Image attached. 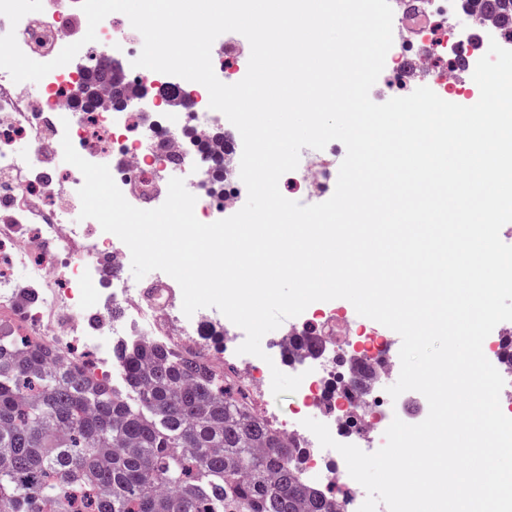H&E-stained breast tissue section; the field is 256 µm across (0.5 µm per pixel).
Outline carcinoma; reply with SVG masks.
I'll use <instances>...</instances> for the list:
<instances>
[{
    "label": "carcinoma",
    "instance_id": "cac0c4a2",
    "mask_svg": "<svg viewBox=\"0 0 512 512\" xmlns=\"http://www.w3.org/2000/svg\"><path fill=\"white\" fill-rule=\"evenodd\" d=\"M512 28V0H477ZM124 376L0 335V512H345L297 470L307 452L191 350L112 345Z\"/></svg>",
    "mask_w": 512,
    "mask_h": 512
}]
</instances>
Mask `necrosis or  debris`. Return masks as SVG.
<instances>
[{
	"label": "necrosis or debris",
	"instance_id": "necrosis-or-debris-1",
	"mask_svg": "<svg viewBox=\"0 0 512 512\" xmlns=\"http://www.w3.org/2000/svg\"><path fill=\"white\" fill-rule=\"evenodd\" d=\"M42 11L25 15L11 25L0 15V35L15 31L20 49L30 59L49 62L69 45L70 30L83 19L80 0H42ZM393 44L386 55L383 78L376 82V95L383 99L409 95L417 75L427 77L430 88L442 99L458 91L447 66L448 58L477 63L480 45L492 36L504 48L512 47V30L484 20L456 23L454 0H391ZM97 39L88 43L84 70L72 65L53 69L41 80L32 99L0 90V175L11 179L8 192L0 191V204L15 211V221L0 226V321L11 317L30 329L35 341L65 354L71 365L89 368L95 375L117 379L110 348L120 339L148 338L154 342L187 349H201L213 314L209 309L185 316L182 291L171 282L156 286L152 296L126 287L114 269L130 256L128 247L114 234H88L85 225L70 221L79 204L84 183L76 167L51 168L42 154L44 145H61L70 138L76 151L90 162L108 157L112 177L125 199L134 206L155 200L172 170H190L189 192H196L223 163L224 173L239 178L236 153L239 132H232L223 149H215L209 93L205 86L177 76L133 67L135 44L140 34L130 22L107 16L96 29ZM426 45L427 54L415 55L412 44ZM109 56H101V47ZM118 60L130 91L128 106L103 97L88 102L81 87L91 75L108 69ZM163 113L154 123L147 116ZM27 139L30 151L15 152L16 139ZM61 182L62 192L46 204L45 189ZM25 267L36 286V298L26 310L16 306L14 271ZM111 286L95 303H88L85 286L100 278ZM119 309L117 318L102 329L87 328V321L102 312ZM315 320L321 338L335 350V358L303 356L308 374L299 390L304 411L325 423L340 443L353 444L367 453L380 449L381 433L394 417H405L403 400H392L385 380L400 369L385 349L391 336L367 332L352 319L319 312ZM96 350L93 364H86L78 346ZM343 359L346 374L336 372V359Z\"/></svg>",
	"mask_w": 512,
	"mask_h": 512
}]
</instances>
